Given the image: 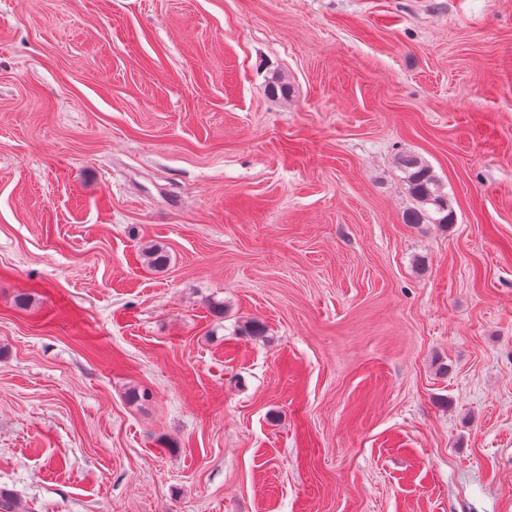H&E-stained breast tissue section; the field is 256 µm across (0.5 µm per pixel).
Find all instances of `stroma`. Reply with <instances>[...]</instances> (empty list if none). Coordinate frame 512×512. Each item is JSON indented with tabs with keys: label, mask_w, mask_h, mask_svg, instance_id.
Instances as JSON below:
<instances>
[{
	"label": "stroma",
	"mask_w": 512,
	"mask_h": 512,
	"mask_svg": "<svg viewBox=\"0 0 512 512\" xmlns=\"http://www.w3.org/2000/svg\"><path fill=\"white\" fill-rule=\"evenodd\" d=\"M0 488L512 512V0H0ZM397 164L404 174L408 194L415 202L404 213L407 224H453L454 214L450 208L448 195L441 189L432 168L410 154L397 157Z\"/></svg>",
	"instance_id": "35a3bbf8"
}]
</instances>
